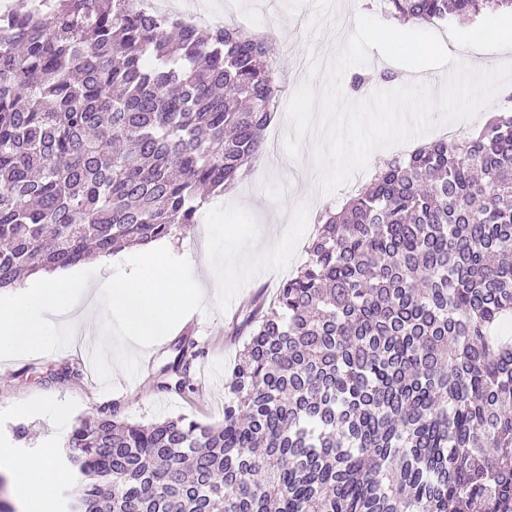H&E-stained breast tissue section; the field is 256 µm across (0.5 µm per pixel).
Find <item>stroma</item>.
<instances>
[{
  "label": "stroma",
  "mask_w": 512,
  "mask_h": 512,
  "mask_svg": "<svg viewBox=\"0 0 512 512\" xmlns=\"http://www.w3.org/2000/svg\"><path fill=\"white\" fill-rule=\"evenodd\" d=\"M237 10L232 24L243 23L258 28L283 27V34H271L276 53L275 67L284 86L283 99H290L302 83L323 88L326 74L320 69V50L327 47L329 32H336L337 42H344L350 28L337 25L329 0H235ZM388 74L394 87L420 84L443 77L444 69L409 70L384 59L378 50H370L369 62L351 67L341 80L344 97L352 102L360 96L351 91L353 75ZM278 117L266 131V139L277 142L272 165L253 169L241 179L234 192L212 199L204 208L202 222L185 237L171 238L175 252L198 255L210 225L220 224L225 236L238 240L240 257H247L252 244L262 241L280 212H287V241L277 258L263 260L250 275L241 268L226 272V286L220 308L204 303L192 307L182 317L174 334L163 337L146 349H138L123 330V318L116 315L106 332L113 351L135 353L133 373L101 369L93 372L78 343L62 341L56 355L43 351L0 354V448L13 453L53 458L61 462L62 448L55 439L69 435L80 420L93 417L106 401L119 403L124 418L152 423L166 417L183 415L202 423H216L224 418V383L244 339L230 335L229 322L243 317L245 301L259 295L272 296L277 287L293 275L306 259L305 246L312 235L317 217L301 197L309 175L319 174L315 151L322 145L321 135L311 133L304 139L299 157H290L284 147L290 131L285 107H278ZM197 343L201 355L192 377L196 393L186 396L165 393L156 387V375L169 361L172 347L183 337ZM77 371L72 380L58 379V372ZM51 399L66 410L64 421L40 413L42 400ZM24 425L25 438H16L14 428Z\"/></svg>",
  "instance_id": "1"
}]
</instances>
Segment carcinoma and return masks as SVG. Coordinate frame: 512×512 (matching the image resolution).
Listing matches in <instances>:
<instances>
[{"label": "carcinoma", "mask_w": 512, "mask_h": 512, "mask_svg": "<svg viewBox=\"0 0 512 512\" xmlns=\"http://www.w3.org/2000/svg\"><path fill=\"white\" fill-rule=\"evenodd\" d=\"M512 0H386L417 24ZM271 45L142 0L0 15V289L189 232L265 152ZM232 335L224 419L72 428L76 512H512V113L392 157ZM183 338L160 391L195 392Z\"/></svg>", "instance_id": "obj_1"}]
</instances>
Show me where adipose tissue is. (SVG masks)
Returning <instances> with one entry per match:
<instances>
[{
	"label": "adipose tissue",
	"mask_w": 512,
	"mask_h": 512,
	"mask_svg": "<svg viewBox=\"0 0 512 512\" xmlns=\"http://www.w3.org/2000/svg\"><path fill=\"white\" fill-rule=\"evenodd\" d=\"M171 247L153 242L134 256L99 259L98 268L128 264L121 278L92 277L81 270L47 272L27 277L16 293L0 295V348H54L56 317L83 340H90L102 309L120 313L128 335L145 345L169 335L180 323L183 309L219 300L229 250H207L205 275L189 280L179 263L169 258ZM0 473L6 474L20 512H34L62 475L45 458L0 451Z\"/></svg>",
	"instance_id": "ef3b65f1"
}]
</instances>
